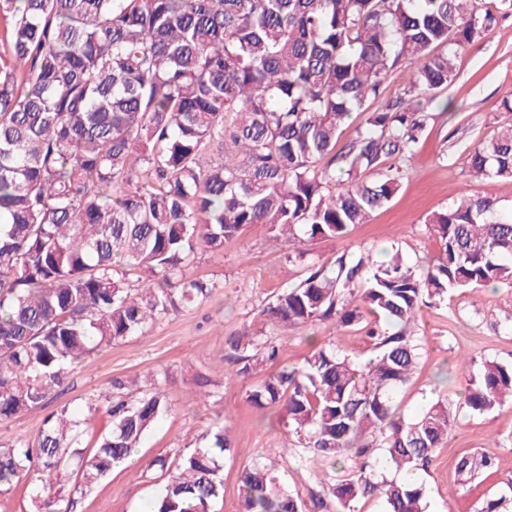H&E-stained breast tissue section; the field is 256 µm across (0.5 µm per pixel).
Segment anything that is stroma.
<instances>
[{
  "mask_svg": "<svg viewBox=\"0 0 512 512\" xmlns=\"http://www.w3.org/2000/svg\"><path fill=\"white\" fill-rule=\"evenodd\" d=\"M457 67L456 81L428 106L434 119L404 167L399 191L387 207L373 212L369 223L351 226L339 239L305 243L301 260L290 257L287 244L259 226L245 227L219 253H198L193 273L213 285L210 297L92 354L67 391L0 425V441L34 437L44 418L61 406L82 411L88 402L103 401L113 380L158 372L165 376L169 412L148 432L135 466L113 469L88 488L70 478L64 494L76 501L77 512H151L168 476L150 467V460L197 448L200 434L217 419L227 429L231 453L224 460V499L212 512H239L240 472L256 460L265 461L278 481L302 499L322 494L324 465L296 447L282 412L256 408L248 396L275 367L301 363L317 346L330 344L340 353L366 359L369 341L363 328L335 332L322 321L284 332L260 311L282 288L298 282L309 262L330 266L343 252L360 247L371 249L377 260L393 247L414 265L434 257L438 244L425 219L459 196L488 197L512 209V181L475 179L464 168L474 145L512 122V112L501 107L512 90V16L468 46ZM253 332L276 343V363L244 379H227V337ZM414 333L423 349L411 380L396 398L400 411L414 416L440 394L461 405L447 445L428 468L418 471L417 480L425 488L428 512H475L488 499L512 494V403L484 415L462 406L469 380L484 361L512 364V290L453 293L423 308ZM462 351L474 359L470 369L458 364ZM202 377L209 381L211 396L207 403L195 404L191 398ZM470 452L490 456L495 467L464 484L455 462Z\"/></svg>",
  "mask_w": 512,
  "mask_h": 512,
  "instance_id": "stroma-1",
  "label": "stroma"
}]
</instances>
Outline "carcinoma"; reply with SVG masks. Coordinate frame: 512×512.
Here are the masks:
<instances>
[{"label":"carcinoma","mask_w":512,"mask_h":512,"mask_svg":"<svg viewBox=\"0 0 512 512\" xmlns=\"http://www.w3.org/2000/svg\"><path fill=\"white\" fill-rule=\"evenodd\" d=\"M480 0H0V424L67 389L93 352L189 307L212 289L194 277L247 225L293 248L340 238L391 202L432 113L457 78L459 52L512 12ZM401 63L403 95L367 113L336 149L351 113L376 101ZM470 175L512 180V124L465 158ZM439 255L413 267L400 252L348 251L307 267L261 310L283 329L362 325L375 355L330 345L268 374L249 394L284 411L297 447L341 464L327 478L337 512L375 498L382 512H427L401 474L425 469L456 411L440 396L405 418L395 398L420 358L412 328L449 292L512 287V214L463 195L426 219ZM224 359L246 378L276 360L260 335L232 336ZM512 400V366L486 361L464 405ZM170 409L158 375L136 391L112 382L110 428L81 437L99 408L63 407L33 440L0 442V493L30 472L34 512H75L60 494L72 459L87 485L140 447ZM203 446L153 459L170 473L153 512H211L224 497V424ZM381 459L371 460L372 450ZM459 456L465 481L492 470ZM241 512H303L299 495L256 461L240 475Z\"/></svg>","instance_id":"cac0c4a2"}]
</instances>
